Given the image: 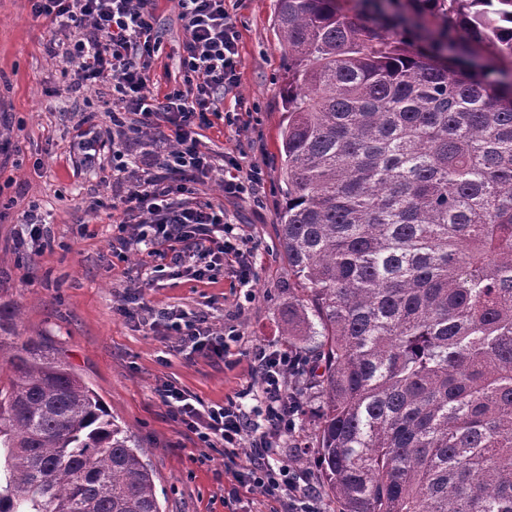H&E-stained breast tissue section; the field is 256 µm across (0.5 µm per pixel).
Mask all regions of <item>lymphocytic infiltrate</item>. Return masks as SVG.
<instances>
[{
    "mask_svg": "<svg viewBox=\"0 0 512 512\" xmlns=\"http://www.w3.org/2000/svg\"><path fill=\"white\" fill-rule=\"evenodd\" d=\"M155 0H33L35 16L61 30L78 35L62 53L76 65L84 83L109 80L113 114L129 115L128 125L110 145L81 138L84 164L95 163L100 151L112 155V180L126 184L123 196L112 202L123 215L112 235L117 250H133L142 266L169 269L206 282L223 263L233 264L240 283H248L251 255L238 243L225 239L223 207L198 201L195 187L223 166L224 193L237 196L259 186L255 173H244L235 156L204 150L198 128L213 120L227 125L240 122L239 113L225 110L224 99L240 86V35L226 0H176L185 32L179 55V81L164 94L148 89L151 62L158 50ZM141 137L165 144V152L149 154L139 176H131L126 158L127 141ZM180 351L211 358H227L230 344L206 316H187L166 308L158 312ZM251 363L260 380L264 426L252 423L238 397L223 404L206 405L174 385L158 391L186 429L207 448L224 451V465L245 488L285 502V512H317L316 493L305 472L277 464L280 441L294 432L303 409L290 393L288 378L301 370L302 361L292 350L252 349ZM251 439L254 455L241 459L244 439Z\"/></svg>",
    "mask_w": 512,
    "mask_h": 512,
    "instance_id": "lymphocytic-infiltrate-1",
    "label": "lymphocytic infiltrate"
}]
</instances>
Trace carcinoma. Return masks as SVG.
<instances>
[{
  "label": "carcinoma",
  "instance_id": "1",
  "mask_svg": "<svg viewBox=\"0 0 512 512\" xmlns=\"http://www.w3.org/2000/svg\"><path fill=\"white\" fill-rule=\"evenodd\" d=\"M277 0L284 335L339 512H512V0ZM0 303V512H161L136 441Z\"/></svg>",
  "mask_w": 512,
  "mask_h": 512
}]
</instances>
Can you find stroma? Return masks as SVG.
Listing matches in <instances>:
<instances>
[{
	"mask_svg": "<svg viewBox=\"0 0 512 512\" xmlns=\"http://www.w3.org/2000/svg\"><path fill=\"white\" fill-rule=\"evenodd\" d=\"M275 0H245L234 13L240 34L242 126L215 121L202 139L215 152H231L243 170L261 174L259 200L224 196L223 171H215L199 197L223 207L225 236L244 240L253 253L250 283L217 269L200 283L142 267L134 253L113 252L112 179L107 168L80 165L73 155L74 129L97 113L112 120L108 81L82 83L73 65L51 57L63 39L50 22L35 17L29 0H0V298L14 302L22 337L46 343L97 393L108 413L143 447L163 512H277L260 491L239 486L224 465V451L206 448L160 400L171 383L207 404L235 393L254 422H261L258 378L250 363L254 345L287 346L288 274L277 231L282 205L278 134L284 119L282 50L273 31ZM160 49L149 87L167 92L179 78L177 56L184 31L173 0L156 5ZM45 219L48 245L31 241L23 215ZM154 309L178 306L208 316L214 327L235 331L233 365L171 348L163 330L127 320L117 312L128 295ZM304 400L296 432L281 443V459L307 472L320 512H336L313 448L317 421L311 376L293 378Z\"/></svg>",
	"mask_w": 512,
	"mask_h": 512,
	"instance_id": "35a3bbf8",
	"label": "stroma"
}]
</instances>
